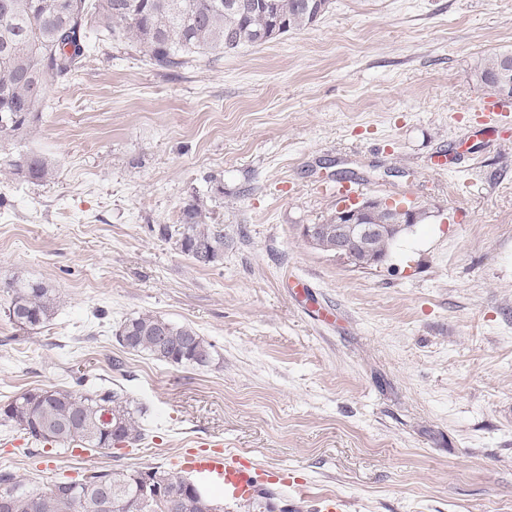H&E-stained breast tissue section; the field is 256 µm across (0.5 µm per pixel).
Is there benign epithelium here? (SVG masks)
Segmentation results:
<instances>
[{
  "instance_id": "obj_1",
  "label": "benign epithelium",
  "mask_w": 512,
  "mask_h": 512,
  "mask_svg": "<svg viewBox=\"0 0 512 512\" xmlns=\"http://www.w3.org/2000/svg\"><path fill=\"white\" fill-rule=\"evenodd\" d=\"M379 202L390 208H397L401 224L414 222L415 210L397 207L395 203L383 198H366L336 209L333 215L335 224L325 230V233L335 239V244L331 246L335 255L357 268H374L386 261V256L376 252L375 242L386 237L389 232L397 228V225L366 223V216L372 204Z\"/></svg>"
}]
</instances>
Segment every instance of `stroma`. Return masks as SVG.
<instances>
[{"label": "stroma", "mask_w": 512, "mask_h": 512, "mask_svg": "<svg viewBox=\"0 0 512 512\" xmlns=\"http://www.w3.org/2000/svg\"><path fill=\"white\" fill-rule=\"evenodd\" d=\"M510 50L512 0H332L314 26L173 74L91 41L6 146L56 175L0 171V284L42 282L57 311L28 333L0 314V405L113 383L145 438L75 456L0 424V474L41 493L220 441L344 512H512V128L477 129L470 75ZM339 183L428 217L352 268L301 236ZM196 196L224 227L213 266L159 233ZM142 313L216 360L123 348ZM8 172L19 178L46 181L54 177V167L44 157L33 152L19 153L3 160Z\"/></svg>", "instance_id": "1"}]
</instances>
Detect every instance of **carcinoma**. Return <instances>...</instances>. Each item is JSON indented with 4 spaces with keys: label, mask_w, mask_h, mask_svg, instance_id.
Returning <instances> with one entry per match:
<instances>
[{
    "label": "carcinoma",
    "mask_w": 512,
    "mask_h": 512,
    "mask_svg": "<svg viewBox=\"0 0 512 512\" xmlns=\"http://www.w3.org/2000/svg\"><path fill=\"white\" fill-rule=\"evenodd\" d=\"M0 0V114L16 119L0 125V143L35 129L52 79L64 80L80 66L92 33L136 45L161 70L174 71L189 57L222 54L244 45L260 46L290 31L317 23L330 0ZM512 52L479 57L475 81L492 96L504 87L501 72ZM19 178L46 181L54 167L33 152L3 161ZM203 201L195 197L181 212L178 228L182 252L201 266L224 258V227L208 222ZM4 316L22 330L35 329L55 314L56 297L41 282L9 281ZM118 343L156 360L181 366H207L214 345L186 325L143 313L128 318L116 334ZM142 411L121 391L100 386L86 394L39 388L0 406V419L37 444L69 450L134 445L142 440ZM136 469L85 474L67 482L63 493L49 489L35 494L24 480L0 474V501L8 512H218V507L185 485L183 477L153 469L164 493L144 490Z\"/></svg>",
    "instance_id": "obj_1"
}]
</instances>
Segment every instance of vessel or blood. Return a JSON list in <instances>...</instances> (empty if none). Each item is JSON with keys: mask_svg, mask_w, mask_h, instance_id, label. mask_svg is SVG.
Returning <instances> with one entry per match:
<instances>
[{"mask_svg": "<svg viewBox=\"0 0 512 512\" xmlns=\"http://www.w3.org/2000/svg\"><path fill=\"white\" fill-rule=\"evenodd\" d=\"M479 111L482 124L498 127L512 122L510 101L490 97L482 102ZM179 466L182 470L223 483L224 497L231 501L248 502L262 491L264 479L261 469L242 463L220 450L206 454L186 453L181 457Z\"/></svg>", "mask_w": 512, "mask_h": 512, "instance_id": "obj_1", "label": "vessel or blood"}]
</instances>
